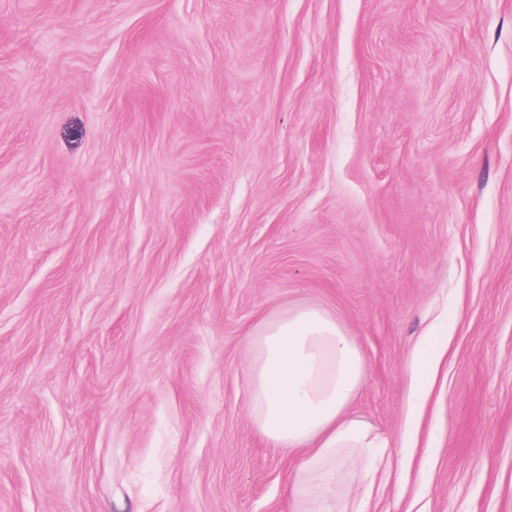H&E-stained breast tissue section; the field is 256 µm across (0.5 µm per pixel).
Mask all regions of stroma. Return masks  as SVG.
<instances>
[{
    "label": "stroma",
    "mask_w": 512,
    "mask_h": 512,
    "mask_svg": "<svg viewBox=\"0 0 512 512\" xmlns=\"http://www.w3.org/2000/svg\"><path fill=\"white\" fill-rule=\"evenodd\" d=\"M295 305L373 512H512V0H0V512H284L245 338ZM447 334L448 316L444 321L432 326L414 349L412 362L416 403L411 416L412 423L418 422L421 417L425 401L444 356Z\"/></svg>",
    "instance_id": "stroma-1"
}]
</instances>
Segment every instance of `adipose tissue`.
<instances>
[{
  "label": "adipose tissue",
  "mask_w": 512,
  "mask_h": 512,
  "mask_svg": "<svg viewBox=\"0 0 512 512\" xmlns=\"http://www.w3.org/2000/svg\"><path fill=\"white\" fill-rule=\"evenodd\" d=\"M447 333V322L432 326L413 352V419L421 417ZM245 344L253 428L298 456L284 487L285 512H367L389 441L353 411L365 378L355 340L326 311L298 306L261 319Z\"/></svg>",
  "instance_id": "1"
}]
</instances>
